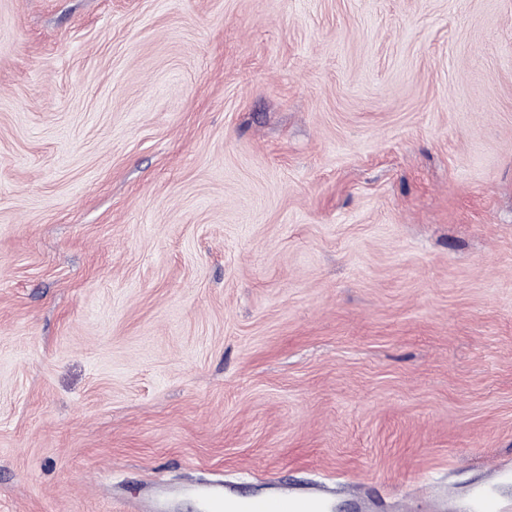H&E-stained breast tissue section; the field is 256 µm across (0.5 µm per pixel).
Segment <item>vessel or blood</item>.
Returning a JSON list of instances; mask_svg holds the SVG:
<instances>
[{
  "mask_svg": "<svg viewBox=\"0 0 512 512\" xmlns=\"http://www.w3.org/2000/svg\"><path fill=\"white\" fill-rule=\"evenodd\" d=\"M512 483V466L496 464L487 480L466 491L437 494L440 512H512V500L497 497L494 486ZM335 489L320 481L288 485L266 478L258 493L242 494L237 483L221 480L189 482L177 487H152L120 501L118 512H173L185 496L195 498L201 512H331Z\"/></svg>",
  "mask_w": 512,
  "mask_h": 512,
  "instance_id": "obj_1",
  "label": "vessel or blood"
}]
</instances>
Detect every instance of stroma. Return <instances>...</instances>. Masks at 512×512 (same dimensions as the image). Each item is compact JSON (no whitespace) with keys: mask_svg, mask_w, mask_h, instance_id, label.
<instances>
[{"mask_svg":"<svg viewBox=\"0 0 512 512\" xmlns=\"http://www.w3.org/2000/svg\"><path fill=\"white\" fill-rule=\"evenodd\" d=\"M512 461V0H0V512Z\"/></svg>","mask_w":512,"mask_h":512,"instance_id":"obj_1","label":"stroma"}]
</instances>
